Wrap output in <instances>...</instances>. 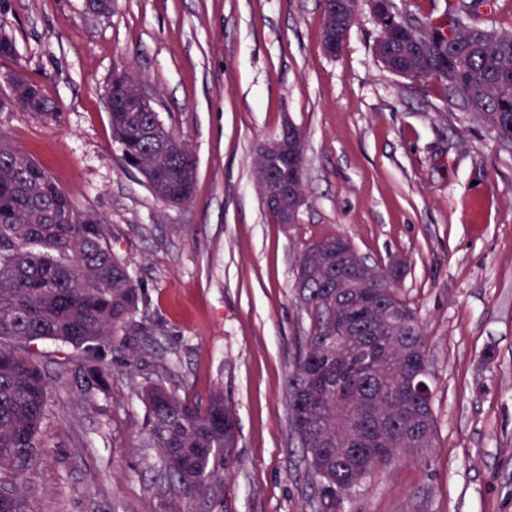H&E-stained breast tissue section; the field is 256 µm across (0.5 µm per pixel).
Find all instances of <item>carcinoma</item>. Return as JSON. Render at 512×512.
Instances as JSON below:
<instances>
[{"instance_id": "carcinoma-1", "label": "carcinoma", "mask_w": 512, "mask_h": 512, "mask_svg": "<svg viewBox=\"0 0 512 512\" xmlns=\"http://www.w3.org/2000/svg\"><path fill=\"white\" fill-rule=\"evenodd\" d=\"M492 0H446L441 11L392 12L374 19L375 56L399 58L386 70L442 82L470 119L512 148V29L482 21ZM11 81L36 118L56 117L34 83ZM140 83L119 71L107 88L112 137L123 168L139 173L163 204L194 197L197 161L159 112L139 103ZM258 187L278 158L254 157ZM395 260L372 266L343 238L308 245L299 259L296 299L312 316L287 380L291 426L313 479L318 512H339L381 468L434 447L437 424L426 335L401 297ZM143 283L112 252L106 225L77 211L71 195L25 152L0 138V512H32L31 463L52 394L50 357L78 376L88 400L115 374L135 379L148 411L140 445L159 459L164 493L216 502L235 460L238 422L218 387L203 402L167 386L162 366L131 347L132 320L147 312ZM60 352L48 354L39 342Z\"/></svg>"}]
</instances>
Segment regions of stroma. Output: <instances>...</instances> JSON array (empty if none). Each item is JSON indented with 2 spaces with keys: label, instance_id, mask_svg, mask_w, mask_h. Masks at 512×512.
<instances>
[{
  "label": "stroma",
  "instance_id": "stroma-1",
  "mask_svg": "<svg viewBox=\"0 0 512 512\" xmlns=\"http://www.w3.org/2000/svg\"><path fill=\"white\" fill-rule=\"evenodd\" d=\"M320 0H0L17 55L0 61V136L107 225L145 285L154 346L189 396L215 387L239 421L222 505L181 512H317L293 434L287 378L310 315L295 301L304 248L341 237L367 263L406 265L403 297L424 326L437 434L341 512H512V148L469 120L438 82L386 71L360 6L325 54ZM129 70L197 157L186 205L160 203L122 169L106 97ZM38 84L56 120L12 100L6 73ZM305 138V204L278 224L253 158L284 122ZM53 406L31 477L36 512H161L146 410L129 381L85 402L49 365Z\"/></svg>",
  "mask_w": 512,
  "mask_h": 512
}]
</instances>
